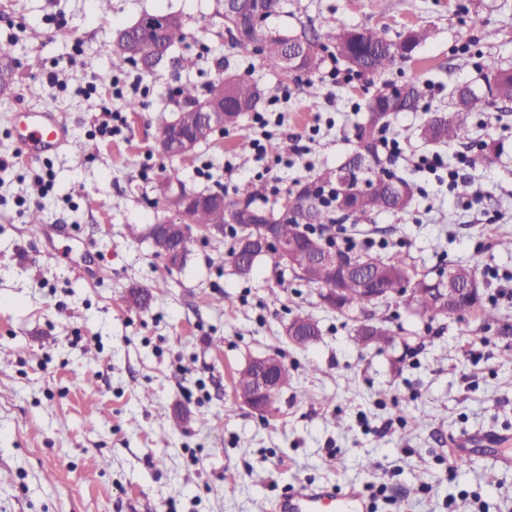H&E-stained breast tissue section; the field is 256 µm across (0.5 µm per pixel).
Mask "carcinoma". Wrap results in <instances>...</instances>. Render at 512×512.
Instances as JSON below:
<instances>
[{
  "instance_id": "obj_1",
  "label": "carcinoma",
  "mask_w": 512,
  "mask_h": 512,
  "mask_svg": "<svg viewBox=\"0 0 512 512\" xmlns=\"http://www.w3.org/2000/svg\"><path fill=\"white\" fill-rule=\"evenodd\" d=\"M280 8V0H261L262 16L254 30V35L265 42L261 58L270 63L289 49L288 35L273 31L267 26V20ZM300 37L303 39V45L299 46L297 53L300 58L299 69L306 75V79L301 82L300 92L306 97L316 99L320 95V87L312 76L319 71L324 61L323 53L326 51L342 60L350 71L374 83V92L368 102L363 122L356 127V149L353 154L340 165L325 167L315 177L296 183L295 189L288 193V205L308 207L317 220L315 226L278 225L281 236L290 243H298L306 237L323 238V234L316 233V227L326 228L337 223L338 213L342 214L343 219L358 224L374 214L406 212L414 206L417 197L416 184L393 174L385 175L378 144L392 117L400 112L418 109L423 90L416 81L406 82L403 84L404 93L393 98L389 94V89L396 87V84L383 82L377 85L375 79L390 72L399 63L413 59L416 50L432 37V33L426 28H412L395 41L390 39L383 29L340 25L336 27V32L330 37V43L327 45L305 33L300 34ZM184 38V25L178 17L157 37L147 33L141 23L131 25L127 27L125 40L112 49L114 64L120 67L132 63L152 72L161 65L162 55L172 50L175 44ZM229 43L236 55L247 61L256 56L249 38L233 36L229 38ZM18 69L19 62L9 53L0 50V94L7 95L14 90ZM483 81L487 87L485 91L469 86L455 90L448 110L430 113L418 126V139L428 145H447L468 134L475 113L486 112L496 103L512 102V68H505L491 60L487 63ZM223 88L224 125L238 130L240 119L256 111L262 97V89L248 75L239 73L227 75ZM179 93L182 97V107L178 117L184 123L197 122L195 112L189 110V105L204 100V97L199 95L197 86L190 81L182 85ZM498 154L497 145L482 141L479 143V150L472 154L470 163L473 166L489 165L496 160ZM361 155L370 157L372 169L365 179L373 186V190L367 193H350L342 199L333 193L325 195L326 188L332 186L345 167L354 163ZM263 193V186L253 184L248 187L241 200H226L222 208L197 207L190 212L188 221L205 227L237 225L238 230L234 232L233 242L228 250L229 262L232 263L235 260L240 233L250 232L262 224L276 223L277 209L254 204V200ZM335 252L339 264L349 265L355 262L366 271L379 274L382 288H397L404 278L423 282L448 274L443 268L419 274L401 255L386 258L355 247L337 248ZM450 268L455 271L456 279L462 283L480 279V271L476 265L452 264ZM293 272L296 277L321 293L327 288L343 289V302L336 307V311L342 314L349 315L357 311L362 313L373 305V301L369 300L366 293L357 285L338 281L326 266H310L303 270L295 268ZM414 306L416 314L431 320L445 318L461 321L477 310L482 311L483 319L487 323L500 320L497 310L485 308L481 303L475 305L467 300L460 301L446 312L431 303L425 292L414 297ZM368 323L373 328L369 345L376 350L381 352L396 342L395 332L386 325V320L371 317Z\"/></svg>"
}]
</instances>
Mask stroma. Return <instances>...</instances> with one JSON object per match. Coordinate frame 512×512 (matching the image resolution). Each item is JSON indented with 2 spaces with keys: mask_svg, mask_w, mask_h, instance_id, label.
Wrapping results in <instances>:
<instances>
[{
  "mask_svg": "<svg viewBox=\"0 0 512 512\" xmlns=\"http://www.w3.org/2000/svg\"><path fill=\"white\" fill-rule=\"evenodd\" d=\"M281 2L269 27L323 43L341 22L393 39L433 30L385 76L424 89L418 111L387 130L407 154L387 167L417 185L415 205L329 233L370 241L373 255H404L421 272L478 265L483 303L502 320H431L396 297L369 309L400 338L380 353L361 348L352 321L287 267L265 258L249 277L233 274L230 235L193 228L186 265L168 270L129 234L165 219L156 188L166 170L178 168L190 190L237 200L254 183L265 187L262 205L282 202L296 180L354 149L372 85L353 73L332 80L328 56L311 100L261 59L245 65L229 47L223 0H112L106 12L97 0H0V48L20 64L14 92L0 96V512H272L302 484L356 488L376 512H512V468L497 483L483 478L494 448H478L463 469L450 453L454 440L490 429L512 440V254L496 245L512 236V112L500 103L476 114L467 137L440 148L406 136L447 108L456 86L481 83L487 60L512 67V0ZM146 13L182 17L186 38L173 54L199 57L198 71L175 59L153 73L114 65L115 32ZM33 57L41 66L31 70ZM243 71L263 91L259 112L271 114L267 129L244 123L252 139L278 143L280 164L253 147L239 152L233 129L186 161L159 152L155 125L179 110L182 84L204 94ZM129 98L140 112L125 110ZM26 107L59 112L83 150L22 158L13 127ZM482 140L504 151L475 169ZM420 154L440 155L443 169L418 168ZM452 169L471 196L449 188ZM36 208L44 224L33 236L26 216ZM134 287L151 290L146 309L128 307ZM300 314L322 330L306 348L283 333ZM269 354L290 370L275 411L233 408L237 370Z\"/></svg>",
  "mask_w": 512,
  "mask_h": 512,
  "instance_id": "35a3bbf8",
  "label": "stroma"
}]
</instances>
